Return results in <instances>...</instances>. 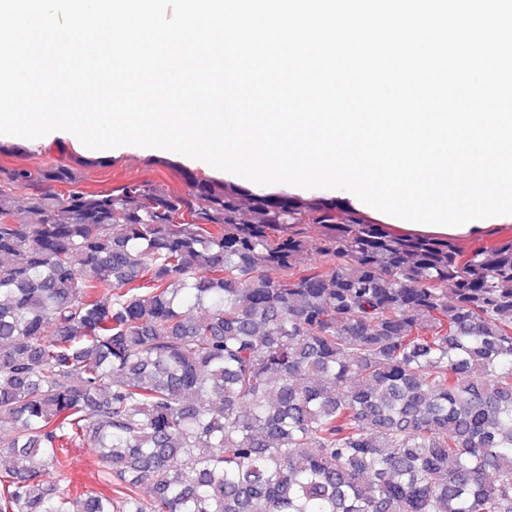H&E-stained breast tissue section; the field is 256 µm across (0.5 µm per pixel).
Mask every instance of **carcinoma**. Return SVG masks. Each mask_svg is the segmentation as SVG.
Instances as JSON below:
<instances>
[{"label": "carcinoma", "instance_id": "1", "mask_svg": "<svg viewBox=\"0 0 512 512\" xmlns=\"http://www.w3.org/2000/svg\"><path fill=\"white\" fill-rule=\"evenodd\" d=\"M82 168L0 169V512H512L511 236ZM47 480L60 488L83 484L107 493L109 490L98 477L96 458L87 448H73L69 452L68 462L62 470L48 469Z\"/></svg>", "mask_w": 512, "mask_h": 512}]
</instances>
